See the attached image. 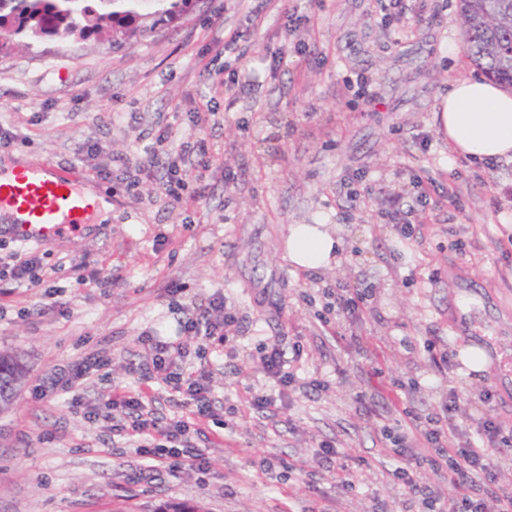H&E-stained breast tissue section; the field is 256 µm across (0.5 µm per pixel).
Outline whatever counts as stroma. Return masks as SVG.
Masks as SVG:
<instances>
[{
    "instance_id": "obj_1",
    "label": "stroma",
    "mask_w": 512,
    "mask_h": 512,
    "mask_svg": "<svg viewBox=\"0 0 512 512\" xmlns=\"http://www.w3.org/2000/svg\"><path fill=\"white\" fill-rule=\"evenodd\" d=\"M458 4L407 0L398 19L390 0H270L254 25L246 0H196L180 19L120 47L44 36L0 53V127L20 137L0 146V168L53 163L86 172L81 144H99L108 163L143 153L162 127L176 142L190 134L205 140L216 159L202 179L204 197L183 207L158 181L132 196L91 178L111 211H93L78 236L36 248L69 315L38 314L39 288L0 293V352L20 353L29 368L14 404L0 412V512H152L167 500L206 512H370L377 498L388 512H409L380 434L404 407L433 410L453 388L466 399L461 425L490 416L512 429V380L465 367L454 333L471 324L512 353V160L449 152L436 119L451 83L481 75L463 52ZM293 12L302 20L291 25ZM229 29L241 38L228 48ZM277 53L284 62L273 73ZM226 64L257 75L252 93L201 106L198 96ZM361 77L377 92L375 103L348 92ZM416 174L455 187L461 206L433 211L412 241L392 230L376 200L414 193ZM187 222L193 231L184 230ZM292 224L331 225L344 242L341 261L297 270L285 248ZM86 267L121 268L127 283L107 292L83 285ZM171 280L187 306L223 290L243 331L235 357L222 345L206 356L217 401L199 443L209 475L185 470L140 485L139 458L128 448L112 451L107 422L71 408L70 395L39 399L33 390L53 367L98 350L111 359L110 381H87L79 394L137 389L140 336L176 334L164 292ZM336 281L373 289L362 320L329 317L321 325L328 317L321 289ZM460 297L471 301L468 315L456 305ZM433 336L454 353L448 370H437L424 347ZM275 342L302 346L294 373L327 385L293 386L270 417L249 402L265 383L260 350ZM487 387L495 394L489 405L477 398ZM362 398L374 414H359ZM322 440L342 448L358 477L337 506L307 487ZM267 453L304 470L287 479L261 473Z\"/></svg>"
}]
</instances>
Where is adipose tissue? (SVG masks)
<instances>
[{"mask_svg":"<svg viewBox=\"0 0 512 512\" xmlns=\"http://www.w3.org/2000/svg\"><path fill=\"white\" fill-rule=\"evenodd\" d=\"M451 152L476 160L512 158V93L486 79L456 82L437 114ZM296 266H330L340 240L325 224H292L286 240Z\"/></svg>","mask_w":512,"mask_h":512,"instance_id":"ef3b65f1","label":"adipose tissue"}]
</instances>
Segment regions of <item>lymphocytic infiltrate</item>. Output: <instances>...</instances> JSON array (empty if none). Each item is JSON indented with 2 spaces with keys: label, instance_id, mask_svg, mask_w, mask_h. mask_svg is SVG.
Instances as JSON below:
<instances>
[{
  "label": "lymphocytic infiltrate",
  "instance_id": "lymphocytic-infiltrate-1",
  "mask_svg": "<svg viewBox=\"0 0 512 512\" xmlns=\"http://www.w3.org/2000/svg\"><path fill=\"white\" fill-rule=\"evenodd\" d=\"M168 138L167 131H159L156 147L146 157L134 160L126 155L113 156L111 167L96 169V176L118 180L133 192L142 181L152 178L155 167L161 164L166 169L163 188L167 196L182 202L186 177L194 171L208 170L213 158L205 141L188 137L172 148ZM458 201L456 190L444 188L433 194L423 187L413 201L397 193L386 196L383 206L393 230L407 239L413 235L416 222L425 221L427 208L454 206ZM46 276L34 252L17 249L0 256V283L38 288L44 285ZM181 292L179 283H169V309L178 316V341L156 336L142 340L145 355L137 367L142 388L110 391L101 405L89 406L87 411L94 419L111 418L113 436L134 441V451L142 459L138 478L146 482L163 472L176 475L185 467L200 474L210 472V460L198 442L204 434V421L214 414L215 400L208 387L210 374L200 360L207 345L228 342L238 336L241 327L237 312L228 305L223 292L214 291L190 307L178 301ZM191 339L197 340L196 349H189L187 342ZM192 355L197 358L193 364L188 361ZM301 358L298 348L290 354L277 345L262 349L259 360L268 386L255 392L250 401L252 410L264 413L276 407L275 386L293 382L288 366ZM108 365V358L99 354L76 359L51 379L40 381L35 391L43 397L55 390L71 392L75 385L98 375ZM155 381L179 395L178 405L184 408V415L168 420L158 416L153 407L155 398L147 389ZM460 408L461 398L452 390L442 400L439 412L426 414L411 406L404 410L408 427L396 430L382 425L380 432L389 441L396 463L393 475L421 512H512V489L500 484L498 467L489 459L493 453L512 455V434H505L495 420L488 418L474 421L470 430H462L456 422ZM425 466L443 475L446 488L420 480L418 471Z\"/></svg>",
  "mask_w": 512,
  "mask_h": 512
}]
</instances>
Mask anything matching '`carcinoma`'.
Returning a JSON list of instances; mask_svg holds the SVG:
<instances>
[{
	"label": "carcinoma",
	"instance_id": "obj_1",
	"mask_svg": "<svg viewBox=\"0 0 512 512\" xmlns=\"http://www.w3.org/2000/svg\"><path fill=\"white\" fill-rule=\"evenodd\" d=\"M140 0H0V38L106 35L120 45L140 32ZM157 21H171L191 9L192 0H155ZM465 53L486 75L512 89V0H460ZM57 18L49 31L44 15ZM26 368L16 356L0 354V389L22 384Z\"/></svg>",
	"mask_w": 512,
	"mask_h": 512
}]
</instances>
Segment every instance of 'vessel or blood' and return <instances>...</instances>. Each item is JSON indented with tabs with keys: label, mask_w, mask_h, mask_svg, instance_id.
I'll list each match as a JSON object with an SVG mask.
<instances>
[{
	"label": "vessel or blood",
	"mask_w": 512,
	"mask_h": 512,
	"mask_svg": "<svg viewBox=\"0 0 512 512\" xmlns=\"http://www.w3.org/2000/svg\"><path fill=\"white\" fill-rule=\"evenodd\" d=\"M91 203L86 181L73 166L0 175V213L9 217L0 235L32 245L66 236L82 229Z\"/></svg>",
	"instance_id": "vessel-or-blood-1"
}]
</instances>
